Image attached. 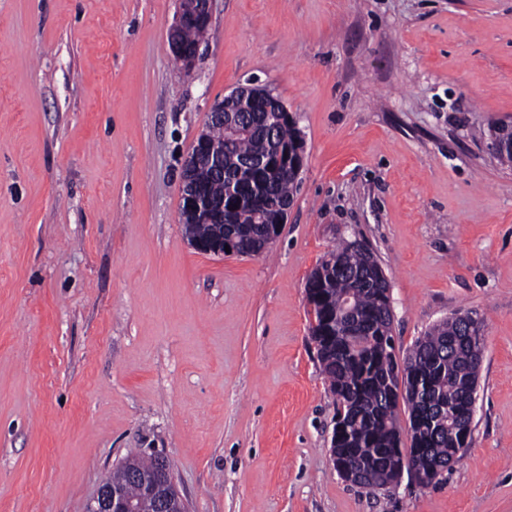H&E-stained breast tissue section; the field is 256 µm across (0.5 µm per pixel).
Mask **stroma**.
I'll return each mask as SVG.
<instances>
[{"label": "stroma", "instance_id": "obj_1", "mask_svg": "<svg viewBox=\"0 0 512 512\" xmlns=\"http://www.w3.org/2000/svg\"><path fill=\"white\" fill-rule=\"evenodd\" d=\"M179 0H0V512H87L131 453L188 512H512V0H213L192 68ZM306 166L276 240L192 248L180 168L247 82ZM374 252L398 358L484 322L473 440L435 483L353 485L305 284ZM212 18V0H179V8L171 25L167 43L174 60L187 67L192 65L199 54H187L182 47V32L189 23L209 27ZM489 140L495 139L499 142L500 148L494 155L501 165L512 166V134L505 130L494 126L488 129Z\"/></svg>", "mask_w": 512, "mask_h": 512}]
</instances>
